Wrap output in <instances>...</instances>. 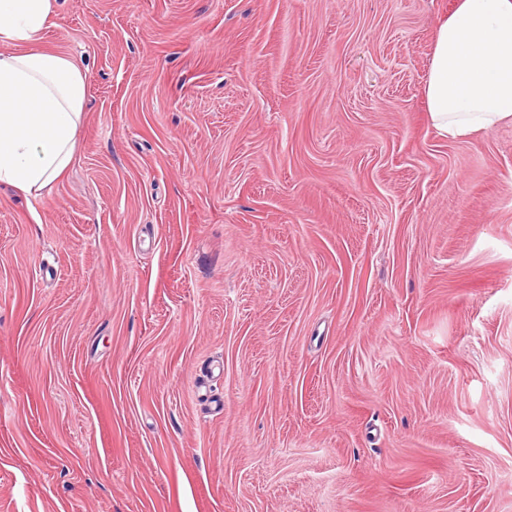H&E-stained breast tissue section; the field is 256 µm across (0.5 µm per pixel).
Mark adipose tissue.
Masks as SVG:
<instances>
[{
	"instance_id": "1",
	"label": "adipose tissue",
	"mask_w": 512,
	"mask_h": 512,
	"mask_svg": "<svg viewBox=\"0 0 512 512\" xmlns=\"http://www.w3.org/2000/svg\"><path fill=\"white\" fill-rule=\"evenodd\" d=\"M56 0H0V186L41 199L71 166L86 74L43 45ZM423 96L441 137L512 123V0H456L438 27Z\"/></svg>"
}]
</instances>
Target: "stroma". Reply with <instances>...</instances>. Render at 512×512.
<instances>
[{"mask_svg":"<svg viewBox=\"0 0 512 512\" xmlns=\"http://www.w3.org/2000/svg\"><path fill=\"white\" fill-rule=\"evenodd\" d=\"M454 0H60L75 160L0 187V512H512V124ZM423 96L444 138L512 123L511 0H456L438 27Z\"/></svg>","mask_w":512,"mask_h":512,"instance_id":"stroma-1","label":"stroma"}]
</instances>
